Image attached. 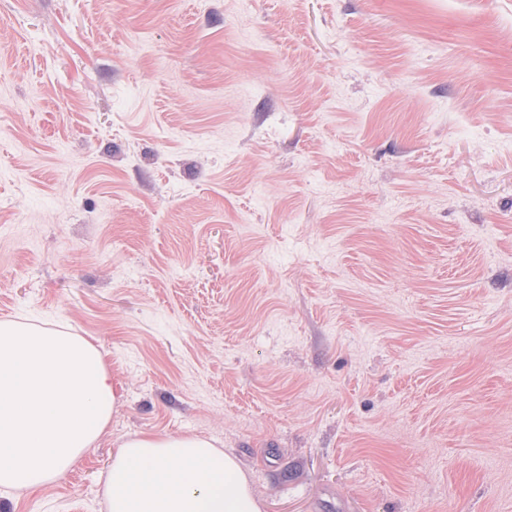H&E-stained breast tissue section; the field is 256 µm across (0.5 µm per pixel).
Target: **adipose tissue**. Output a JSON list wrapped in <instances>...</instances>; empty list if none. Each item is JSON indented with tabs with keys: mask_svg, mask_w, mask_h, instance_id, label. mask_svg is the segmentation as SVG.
Listing matches in <instances>:
<instances>
[{
	"mask_svg": "<svg viewBox=\"0 0 512 512\" xmlns=\"http://www.w3.org/2000/svg\"><path fill=\"white\" fill-rule=\"evenodd\" d=\"M115 406L112 377L89 342L0 323V487L32 490L63 477ZM105 488L108 512H262L237 459L194 434L122 441Z\"/></svg>",
	"mask_w": 512,
	"mask_h": 512,
	"instance_id": "adipose-tissue-1",
	"label": "adipose tissue"
}]
</instances>
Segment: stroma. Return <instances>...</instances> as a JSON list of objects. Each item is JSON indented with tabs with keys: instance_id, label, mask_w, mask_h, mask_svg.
Wrapping results in <instances>:
<instances>
[{
	"instance_id": "obj_1",
	"label": "stroma",
	"mask_w": 512,
	"mask_h": 512,
	"mask_svg": "<svg viewBox=\"0 0 512 512\" xmlns=\"http://www.w3.org/2000/svg\"><path fill=\"white\" fill-rule=\"evenodd\" d=\"M263 512H512V0H0V322Z\"/></svg>"
}]
</instances>
